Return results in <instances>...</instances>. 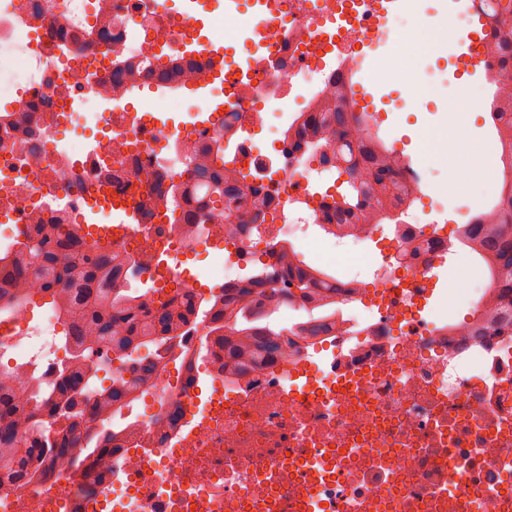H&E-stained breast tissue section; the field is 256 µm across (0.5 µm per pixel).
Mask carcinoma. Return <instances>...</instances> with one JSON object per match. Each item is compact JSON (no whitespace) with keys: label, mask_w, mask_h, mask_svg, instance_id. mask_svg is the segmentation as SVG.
Returning <instances> with one entry per match:
<instances>
[{"label":"carcinoma","mask_w":512,"mask_h":512,"mask_svg":"<svg viewBox=\"0 0 512 512\" xmlns=\"http://www.w3.org/2000/svg\"><path fill=\"white\" fill-rule=\"evenodd\" d=\"M493 17L502 71L488 81L495 87L492 102L497 104L501 89L512 88V0H496ZM365 119L366 114L358 116L337 105L311 112L294 141L297 148L320 152L322 163L341 180L342 191L335 196L326 192L317 202L330 220L323 225L330 233L386 218L408 193L382 144L354 149L349 130ZM493 120L500 144L512 150V112H496ZM219 161H224V149L217 141L209 158L193 163L194 176L212 190L204 219L221 217L233 228L257 223L259 215L244 204L238 178L217 165ZM460 236L475 244L494 271L490 294L482 302L489 315L470 326L472 335L512 332V183L503 185L496 203L462 227ZM82 250V264L68 263L71 252ZM269 254L274 262L262 264L240 285L208 300L188 294L177 313L174 300L155 296V288L148 294L119 287L116 275L123 260L109 250H87L81 237L64 243L56 224H39L22 233L0 257V281L8 282L11 290L0 313L29 307L28 280H39L41 295L67 326L70 356L57 366L49 386L37 387L26 405L18 398L23 385L18 369H10L16 374L13 383L0 382V483L20 488L36 484L46 459L62 461L75 471L93 457L101 461L112 455V411L152 387L159 363L172 351L170 341L180 336L189 315L208 319L206 342H220L224 366L239 373L278 359L290 336L314 338L335 328L336 286L323 284L324 273L301 258L273 246ZM89 296L94 307L72 320ZM286 303L303 307L309 318L290 327L274 325L272 318ZM113 358L137 363V375L112 379L101 391L98 409L88 411L83 396L99 366Z\"/></svg>","instance_id":"carcinoma-1"}]
</instances>
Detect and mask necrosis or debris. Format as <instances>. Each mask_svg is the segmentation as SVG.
<instances>
[{"instance_id": "4bbe7bcc", "label": "necrosis or debris", "mask_w": 512, "mask_h": 512, "mask_svg": "<svg viewBox=\"0 0 512 512\" xmlns=\"http://www.w3.org/2000/svg\"><path fill=\"white\" fill-rule=\"evenodd\" d=\"M257 33L262 63L211 75L188 43L182 13L166 0H0V206L14 230L75 224L87 201L132 208L129 236L112 252L134 281L181 300L210 297L190 262L200 241L225 245L215 259L228 283L266 242L326 269L310 236L311 192L332 179L325 165L294 151L301 115L336 95V76L383 70L367 47L402 21L422 24L432 49L448 35L418 0L383 17L381 0H271ZM174 80L163 98L132 100L118 82L134 68L155 88L157 61ZM208 83L224 105L210 128L166 119L181 89ZM93 132L75 152L60 128ZM243 185L266 208L258 223L227 235L224 222L170 223L159 199L179 205L208 196L191 173L214 138ZM393 236L377 248L373 281H339L336 331L291 337L273 367L189 385L196 363L175 350L178 372L162 367L150 390L155 412L123 415L111 470L85 462L78 473L46 462L44 482L0 486V512H512V335L472 336L448 316L447 295L430 283L434 226L412 198L393 211ZM405 262H394L400 251ZM175 268L156 279L157 263ZM63 330L54 312L0 315V353H19L28 385L50 378Z\"/></svg>"}]
</instances>
